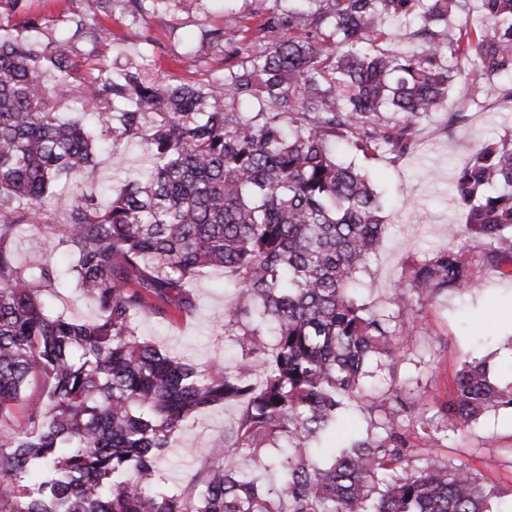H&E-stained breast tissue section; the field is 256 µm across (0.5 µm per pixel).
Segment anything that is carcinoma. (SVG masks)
Instances as JSON below:
<instances>
[{"label":"carcinoma","instance_id":"obj_1","mask_svg":"<svg viewBox=\"0 0 512 512\" xmlns=\"http://www.w3.org/2000/svg\"><path fill=\"white\" fill-rule=\"evenodd\" d=\"M287 2L266 19L271 41L193 84L159 83L137 66L76 84L75 44L99 52L102 29L80 18L40 47L0 27V512H491L469 465L433 451L414 466L410 434L391 420L326 458L314 442L351 401L382 407L366 378L406 356L419 301L479 281L450 246L395 284L404 319L362 304L355 290L386 224L337 144L400 157L457 83L478 102L481 80L512 72V0H482L480 27L463 17L466 0ZM398 17L418 24L419 51L358 49ZM461 57L476 70L448 65ZM76 93L100 125L62 111ZM129 138L142 139V177L104 208L77 190L61 199L73 170L94 178L102 145ZM454 189L485 263L512 258V142L474 147ZM57 208L51 230L74 257L66 275L96 309L90 320L53 311L60 271L22 262L14 247L22 225ZM206 268L234 275L224 343L239 359L201 369L136 323L188 315V283ZM229 405L239 416L204 464L176 489L161 485L159 458L176 434ZM509 408L512 387L466 361L434 440ZM36 464L46 477L30 484Z\"/></svg>","mask_w":512,"mask_h":512}]
</instances>
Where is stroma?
<instances>
[{
  "mask_svg": "<svg viewBox=\"0 0 512 512\" xmlns=\"http://www.w3.org/2000/svg\"><path fill=\"white\" fill-rule=\"evenodd\" d=\"M283 4L284 0H145L143 11L130 13L117 6L104 9L101 0H20L14 11L0 8V25L37 22L35 39L41 44L68 36L72 18L79 16L110 35V46L101 54H90L84 43L75 48L79 77L100 69L117 73L135 64L159 79L199 83L240 61L239 55L214 49L205 39L207 31L235 29L242 48L266 42L265 19ZM510 83L512 76L506 74L484 83L477 104L466 86L452 88L446 103L420 120L413 147L401 157L383 152L368 159L344 149V159L368 173L388 226L359 291L372 311L397 314L395 283L409 276L431 249L447 246L449 225L464 226L465 208L453 200L450 185L473 143L512 141V102L499 94L500 86ZM97 161L99 180L113 192L147 165L142 148L131 141L115 143ZM464 252L480 268L481 288L423 301L406 358L395 373L385 372L374 380L375 386L407 398L424 396L425 409L397 417L414 428L413 442L421 449L430 446L422 425L439 420L463 361L487 360L501 385L512 384V278L483 264L479 243L467 241ZM188 289L194 303L189 317H145L137 331L172 356L204 367L224 355L223 270L198 273ZM237 415V407L229 406L198 415L185 426L160 462L166 484L183 483ZM438 453L482 474L495 494V512H512L511 411L486 413L467 430L449 434Z\"/></svg>",
  "mask_w": 512,
  "mask_h": 512,
  "instance_id": "35a3bbf8",
  "label": "stroma"
}]
</instances>
